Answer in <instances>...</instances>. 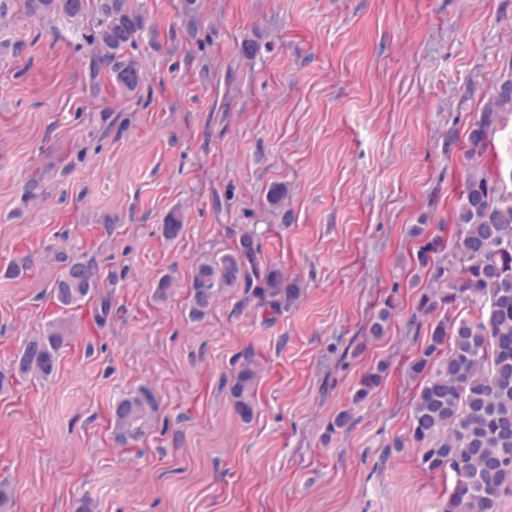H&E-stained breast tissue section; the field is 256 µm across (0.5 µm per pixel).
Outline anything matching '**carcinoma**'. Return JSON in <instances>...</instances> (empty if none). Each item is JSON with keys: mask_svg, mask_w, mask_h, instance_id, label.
Returning a JSON list of instances; mask_svg holds the SVG:
<instances>
[{"mask_svg": "<svg viewBox=\"0 0 512 512\" xmlns=\"http://www.w3.org/2000/svg\"><path fill=\"white\" fill-rule=\"evenodd\" d=\"M32 12L91 16L95 66L106 69L128 92L142 85L136 59L127 56L136 46L144 19L128 0H28ZM181 16L189 30L197 23V0H181ZM512 113V91L491 94L480 118L470 129L468 153L482 156L501 118ZM456 242L445 257L443 238L429 236L416 256L417 265L430 273L431 286L419 297L411 325L430 320L427 343L408 366V376L419 383L411 408L409 440L429 472H452L455 484L444 512H499L503 497L512 495V192L500 187V178L483 170L470 172L454 213ZM183 221L173 210L165 217L164 233L179 237ZM253 235L224 252L220 261L199 264L191 287L192 314L202 319L223 292L239 293L243 305L268 314L273 321L300 298V281L274 266L261 267L252 246ZM81 274L52 287L57 305L67 310L96 291L97 269L72 263ZM473 316H452L459 306ZM390 308L379 311L368 328L370 336L385 334ZM69 330L60 320L29 337L10 376L46 380L54 375ZM262 370L254 352L233 371L230 397L243 420L254 412L253 388ZM387 366L366 373L354 396L365 401L381 384ZM134 404L136 416L113 420L117 438L137 442L158 412L153 391L141 387L118 400Z\"/></svg>", "mask_w": 512, "mask_h": 512, "instance_id": "1", "label": "carcinoma"}]
</instances>
